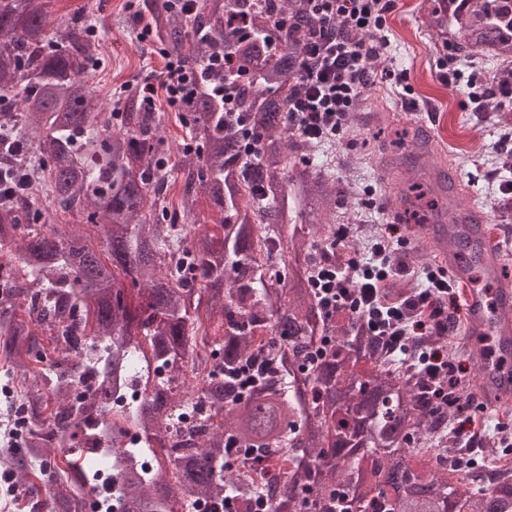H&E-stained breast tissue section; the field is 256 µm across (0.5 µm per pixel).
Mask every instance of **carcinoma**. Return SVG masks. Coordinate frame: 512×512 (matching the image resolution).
Returning <instances> with one entry per match:
<instances>
[{
  "mask_svg": "<svg viewBox=\"0 0 512 512\" xmlns=\"http://www.w3.org/2000/svg\"><path fill=\"white\" fill-rule=\"evenodd\" d=\"M53 2L0 0V372L13 389L9 406L29 420L0 445V468L24 507L83 512L85 497L104 494L99 472L84 469L97 431L112 454L116 512H174L188 499L224 512L227 496L235 512H253L244 476L268 463L276 475L266 512H512V476L450 483L411 454V439L442 422L424 405L418 372L378 354L357 321L336 324L320 308L315 252L331 236L342 190L335 173L310 165L309 139L288 128V101L320 25L306 0H203L189 16L152 14L156 36L194 66L239 48L236 63L203 73L214 85L233 82L232 110L208 97L182 105L173 213L161 196L171 170L157 157L159 117L132 89L114 102L119 119L99 112L91 22L54 26ZM237 19L250 39L231 26ZM426 27L436 52L491 58L499 87L512 89V0H430ZM484 116L512 126L496 105ZM246 135L257 143L251 163ZM390 135L398 150L422 141L417 129ZM374 153L362 141L341 180L352 184ZM38 169L49 173L42 202L17 191ZM389 183L417 223L448 213V193ZM200 190L212 224H196ZM54 210L83 223L56 224ZM258 213L281 246L274 276L254 257ZM258 333L269 336L262 352L252 346ZM258 354L271 367L241 395L207 372ZM134 378L142 399L111 405ZM74 385L90 395L73 399ZM191 407L203 413L197 429L174 430ZM135 430L171 449L151 470L135 461ZM37 473L51 483L44 498L29 480Z\"/></svg>",
  "mask_w": 512,
  "mask_h": 512,
  "instance_id": "cac0c4a2",
  "label": "carcinoma"
}]
</instances>
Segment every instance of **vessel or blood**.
<instances>
[{
    "label": "vessel or blood",
    "instance_id": "1",
    "mask_svg": "<svg viewBox=\"0 0 512 512\" xmlns=\"http://www.w3.org/2000/svg\"><path fill=\"white\" fill-rule=\"evenodd\" d=\"M450 224H411L408 238L434 247L453 281L463 284L469 357L480 376L476 396L485 412L512 407V265L494 243L483 236L486 214H468L450 202Z\"/></svg>",
    "mask_w": 512,
    "mask_h": 512
}]
</instances>
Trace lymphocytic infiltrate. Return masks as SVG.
<instances>
[{
	"mask_svg": "<svg viewBox=\"0 0 512 512\" xmlns=\"http://www.w3.org/2000/svg\"><path fill=\"white\" fill-rule=\"evenodd\" d=\"M319 17V37L306 48L307 63L301 73V92L289 104L291 131L315 137L335 135L358 97L376 56L375 45L365 33L384 29L395 0H308ZM164 67L158 84L141 89L145 108H153L157 91L179 107L195 85L198 74L180 55L163 50ZM404 240L377 244L371 256L347 251L339 266H320L313 278L326 317L341 321L352 317L366 322L369 332L396 354L407 352L417 340L448 332L456 324L448 312V274L427 270L423 288L409 294L396 291L399 277L408 275ZM429 402L436 411L455 408L459 414L477 410L474 392L461 382L455 366L439 351H430L421 362Z\"/></svg>",
	"mask_w": 512,
	"mask_h": 512,
	"instance_id": "f902f5d3",
	"label": "lymphocytic infiltrate"
}]
</instances>
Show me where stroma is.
<instances>
[{"label":"stroma","mask_w":512,"mask_h":512,"mask_svg":"<svg viewBox=\"0 0 512 512\" xmlns=\"http://www.w3.org/2000/svg\"><path fill=\"white\" fill-rule=\"evenodd\" d=\"M155 0H55L54 17L69 22L73 17L94 14L103 17L106 28L99 34L101 61L91 79L103 110H111L114 100L127 85L156 82L163 67L149 45L137 42L134 29L137 17H149ZM429 0H397L388 14V42L375 61L379 72L366 103L355 113L364 133H372L378 118L389 125L420 129L429 143L449 156L460 150L487 157L502 149L512 150V140L503 141L496 129L476 124L475 119L488 104L486 92L499 80L495 61L483 63L478 86L449 79L453 62H442L429 47L430 37L424 28ZM378 161L362 166L359 180L347 189L336 209L338 223H346L349 207L363 211L368 223L389 224L384 209L375 206L382 177ZM465 190L463 205L482 200L494 202L504 181H512V171H497L492 166L461 167L455 172Z\"/></svg>","instance_id":"1"}]
</instances>
